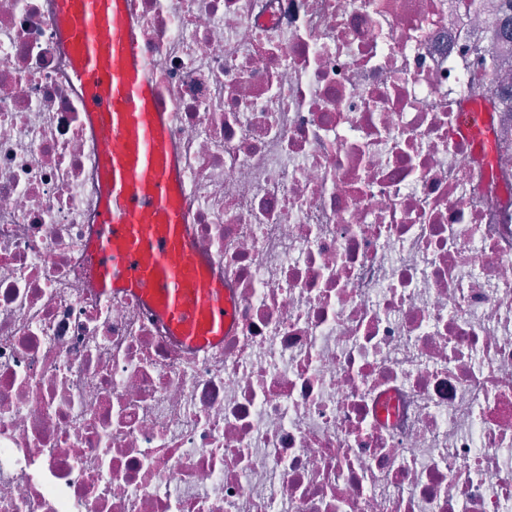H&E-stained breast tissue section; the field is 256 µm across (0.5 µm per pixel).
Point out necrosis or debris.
<instances>
[{
	"label": "necrosis or debris",
	"instance_id": "1",
	"mask_svg": "<svg viewBox=\"0 0 512 512\" xmlns=\"http://www.w3.org/2000/svg\"><path fill=\"white\" fill-rule=\"evenodd\" d=\"M197 250L187 348L102 297L53 0L0 7V512H512L502 0H136ZM488 120L491 121V114L487 118L483 112L468 109L461 113L457 126L458 138L470 146L474 157L479 160L485 156L490 148L486 134V122Z\"/></svg>",
	"mask_w": 512,
	"mask_h": 512
}]
</instances>
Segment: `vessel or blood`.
Returning <instances> with one entry per match:
<instances>
[{
	"label": "vessel or blood",
	"instance_id": "b4317fda",
	"mask_svg": "<svg viewBox=\"0 0 512 512\" xmlns=\"http://www.w3.org/2000/svg\"><path fill=\"white\" fill-rule=\"evenodd\" d=\"M95 156L96 232L87 243L103 296L151 308L189 349L221 344L231 309L211 262L195 249L174 104L156 77L135 0H54ZM487 118L462 112L457 136L489 150Z\"/></svg>",
	"mask_w": 512,
	"mask_h": 512
}]
</instances>
